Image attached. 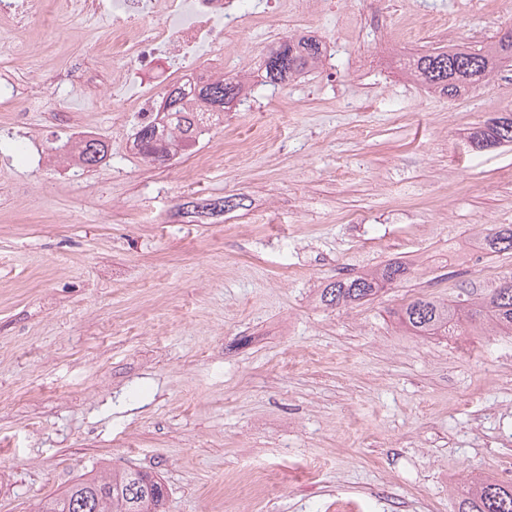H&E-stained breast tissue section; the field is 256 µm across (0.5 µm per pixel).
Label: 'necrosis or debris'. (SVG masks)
Segmentation results:
<instances>
[{"label":"necrosis or debris","instance_id":"4bbe7bcc","mask_svg":"<svg viewBox=\"0 0 512 512\" xmlns=\"http://www.w3.org/2000/svg\"><path fill=\"white\" fill-rule=\"evenodd\" d=\"M77 15L88 13L112 23V62L122 84L135 85L129 111L151 119L158 90L174 68L207 80L201 56L220 60L246 24L236 0H66Z\"/></svg>","mask_w":512,"mask_h":512}]
</instances>
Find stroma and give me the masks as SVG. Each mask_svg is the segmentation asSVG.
Instances as JSON below:
<instances>
[{"instance_id":"35a3bbf8","label":"stroma","mask_w":512,"mask_h":512,"mask_svg":"<svg viewBox=\"0 0 512 512\" xmlns=\"http://www.w3.org/2000/svg\"><path fill=\"white\" fill-rule=\"evenodd\" d=\"M391 18L387 36L370 15ZM415 15L452 18L447 46L512 25V0H323L322 64L262 81L267 21L224 52L250 93L186 154L131 149L140 118L99 111L53 75L80 63L112 91L111 27L65 8L21 26L26 59L0 78L38 99L0 109V512H34L100 466L159 474L167 512H325L337 493L378 512H456L471 477L512 480V335L416 336L393 313L512 274L484 237L512 224V145L470 135L512 111V66L447 100L413 80L397 39ZM105 138L90 169L74 137ZM228 195L246 206L187 213ZM410 262L373 299L331 309L336 278ZM265 467L276 490L228 495Z\"/></svg>"}]
</instances>
